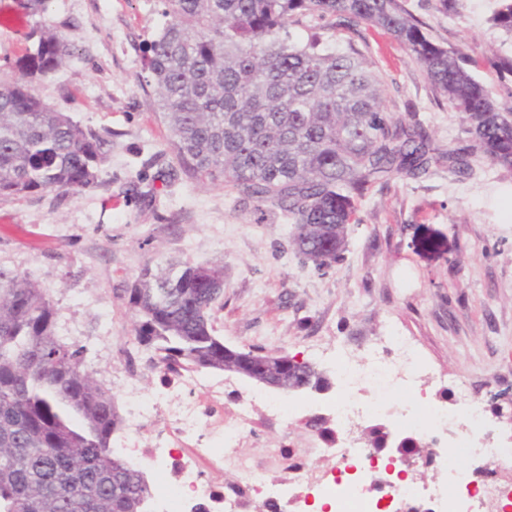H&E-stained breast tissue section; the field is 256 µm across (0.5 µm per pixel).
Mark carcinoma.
I'll list each match as a JSON object with an SVG mask.
<instances>
[{"instance_id": "obj_1", "label": "carcinoma", "mask_w": 512, "mask_h": 512, "mask_svg": "<svg viewBox=\"0 0 512 512\" xmlns=\"http://www.w3.org/2000/svg\"><path fill=\"white\" fill-rule=\"evenodd\" d=\"M53 0H16L35 17L32 45L0 78V196L59 195L99 186L109 141L45 102L32 82L56 73L68 39L48 23ZM492 26L512 36V0ZM163 26L148 46V75L179 167L222 181L238 203L288 217L297 255L324 271L342 259L353 200L375 182L417 177L438 151L418 121L387 110L382 80L352 41L363 30L396 40L422 67L470 144L448 167L484 158L512 171V110L504 112L471 62L436 43L402 0H160ZM308 28L300 40L295 28ZM130 293L134 342L151 367L224 370L212 311L224 266H146ZM85 345L56 334V309L27 272L0 271V512H143L144 473L117 456L123 419L84 370Z\"/></svg>"}]
</instances>
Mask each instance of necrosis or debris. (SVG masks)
<instances>
[{"instance_id":"necrosis-or-debris-1","label":"necrosis or debris","mask_w":512,"mask_h":512,"mask_svg":"<svg viewBox=\"0 0 512 512\" xmlns=\"http://www.w3.org/2000/svg\"><path fill=\"white\" fill-rule=\"evenodd\" d=\"M425 370L409 339L396 333L385 337L367 361L341 358L336 365L338 396L331 407L343 438L336 450L340 464L320 478L311 477L300 464L287 478L268 480L251 471L238 454L234 431L228 430L215 458L244 472L246 483L224 491L202 481L192 459H175L169 443H137L139 454L160 470H167L170 462L178 464V482L160 493V512H246L249 498L257 496L278 512L287 490L299 501L324 500L328 512H480L487 498L512 503V490L469 476L459 466L463 456H511L512 448L486 432L485 413L470 396H462L452 410L439 404L419 407L410 394ZM378 418L415 436L438 473L432 485H418L408 462L389 461L361 446L355 428L360 421Z\"/></svg>"}]
</instances>
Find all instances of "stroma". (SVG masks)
<instances>
[{
    "mask_svg": "<svg viewBox=\"0 0 512 512\" xmlns=\"http://www.w3.org/2000/svg\"><path fill=\"white\" fill-rule=\"evenodd\" d=\"M402 3L437 42L467 54L501 109L512 108V79L496 66L512 56V40L489 23L496 0H453L448 11L441 0ZM50 20L73 53L33 89L109 134V159L93 192L0 197V269L30 273L55 304L58 336L89 347L85 369L125 420L113 436L124 457H137L127 446L133 401L170 390L150 352L133 345L130 291L144 266L171 261L223 265L224 298L212 321L226 346L282 352L331 375L326 349L361 355L395 330L436 376L418 388L419 400L455 405L468 383L488 431L512 441V172L479 158L467 176L440 162L418 178L373 185L355 200L343 260L320 274L294 255L286 218L238 205L223 183L183 174L153 186L158 170L177 164L139 83L145 48L163 24L157 0H54ZM365 54L390 111L414 115L440 148L467 145L459 115L394 40L369 36ZM223 377L235 387L220 403L200 390L182 394L202 412L199 434L211 436L218 424L239 429L241 454L268 471L277 454L305 459L314 473L334 464L333 454L315 452L305 419L334 392L271 389L268 397L301 404L303 416L285 423L259 412L243 422L239 392L255 384L229 371Z\"/></svg>",
    "mask_w": 512,
    "mask_h": 512,
    "instance_id": "stroma-1",
    "label": "stroma"
}]
</instances>
